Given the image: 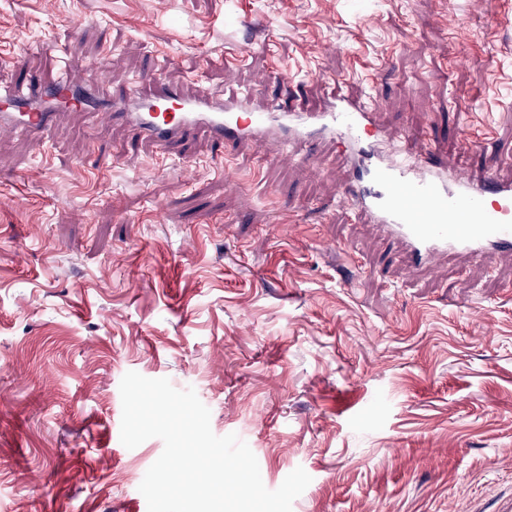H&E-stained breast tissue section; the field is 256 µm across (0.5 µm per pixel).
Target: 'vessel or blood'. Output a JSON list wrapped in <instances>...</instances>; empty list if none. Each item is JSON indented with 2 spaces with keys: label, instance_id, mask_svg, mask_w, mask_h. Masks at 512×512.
Returning <instances> with one entry per match:
<instances>
[{
  "label": "vessel or blood",
  "instance_id": "b4317fda",
  "mask_svg": "<svg viewBox=\"0 0 512 512\" xmlns=\"http://www.w3.org/2000/svg\"><path fill=\"white\" fill-rule=\"evenodd\" d=\"M155 94L105 96L100 88L65 80L34 83L0 96V132L51 137L60 108L105 115L135 137L166 147L196 130L218 142L244 138L273 146L281 159H295L296 144L318 135L339 139L353 150L357 180L340 196L354 217L367 216L400 247L399 261L413 271L441 255L460 254L479 262L512 251V182L495 175L476 181L449 172L431 145L406 158L385 152L376 138V107L334 100L325 112L264 111L250 107V94L236 100L187 98L160 74L147 75Z\"/></svg>",
  "mask_w": 512,
  "mask_h": 512
}]
</instances>
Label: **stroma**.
<instances>
[{
	"mask_svg": "<svg viewBox=\"0 0 512 512\" xmlns=\"http://www.w3.org/2000/svg\"><path fill=\"white\" fill-rule=\"evenodd\" d=\"M71 65L112 96L158 72L258 110L361 99L512 180V0H0V87ZM302 151H163L71 109L0 136V512H148L164 444L120 441L130 371L193 388L268 489L303 468L292 512H512V253L408 273L341 201L343 145Z\"/></svg>",
	"mask_w": 512,
	"mask_h": 512,
	"instance_id": "obj_1",
	"label": "stroma"
}]
</instances>
